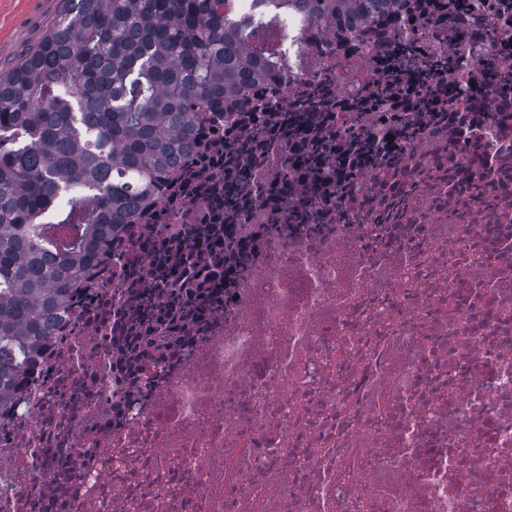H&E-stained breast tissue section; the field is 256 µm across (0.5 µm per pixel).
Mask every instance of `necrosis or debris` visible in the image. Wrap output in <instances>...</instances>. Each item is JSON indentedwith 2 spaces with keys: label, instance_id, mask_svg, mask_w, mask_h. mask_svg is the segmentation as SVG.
<instances>
[{
  "label": "necrosis or debris",
  "instance_id": "4bbe7bcc",
  "mask_svg": "<svg viewBox=\"0 0 512 512\" xmlns=\"http://www.w3.org/2000/svg\"><path fill=\"white\" fill-rule=\"evenodd\" d=\"M440 16L204 115L0 408V512H512V11Z\"/></svg>",
  "mask_w": 512,
  "mask_h": 512
}]
</instances>
